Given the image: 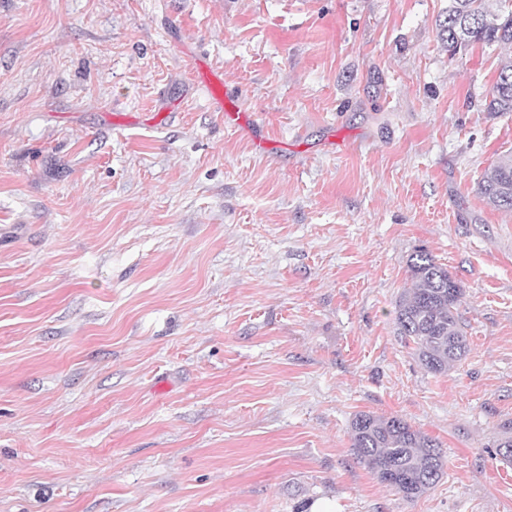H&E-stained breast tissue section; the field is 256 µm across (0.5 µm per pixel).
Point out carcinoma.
<instances>
[{
    "label": "carcinoma",
    "mask_w": 512,
    "mask_h": 512,
    "mask_svg": "<svg viewBox=\"0 0 512 512\" xmlns=\"http://www.w3.org/2000/svg\"><path fill=\"white\" fill-rule=\"evenodd\" d=\"M438 36L454 56L475 44L512 45V8L500 0L489 9L486 0H448ZM487 110L512 112V58L501 62ZM478 191L496 209L512 211V153L499 159L478 184ZM412 287L396 305L398 335L414 344L419 362L442 374L467 352L457 305L464 288L448 268L419 251L408 264ZM352 447L371 473L407 500L435 486L445 474L446 458L439 444L398 417L358 413L350 422Z\"/></svg>",
    "instance_id": "cac0c4a2"
}]
</instances>
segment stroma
I'll return each mask as SVG.
<instances>
[{
	"label": "stroma",
	"instance_id": "35a3bbf8",
	"mask_svg": "<svg viewBox=\"0 0 512 512\" xmlns=\"http://www.w3.org/2000/svg\"><path fill=\"white\" fill-rule=\"evenodd\" d=\"M447 5L0 0V512H512V214L478 192L512 50L449 56ZM420 250L465 289L445 374L395 323ZM361 412L441 481L381 484ZM488 112H512V57L501 62L487 105ZM201 77L204 82L210 85L212 98L215 104L218 108L224 111V123L232 125L246 134H251L252 132L248 123L247 115L244 112L224 106V84L222 81L217 77L211 79L204 73H201ZM352 447L371 473L408 500L435 486L445 474L439 444L398 417L358 413L350 422Z\"/></svg>",
	"mask_w": 512,
	"mask_h": 512
}]
</instances>
